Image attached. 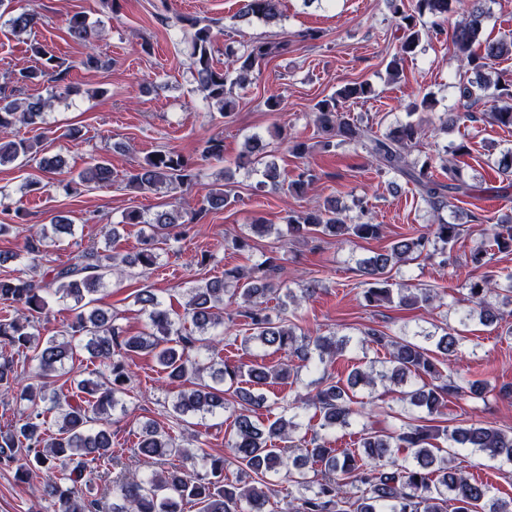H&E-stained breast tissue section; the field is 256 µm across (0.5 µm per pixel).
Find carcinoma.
<instances>
[{
  "instance_id": "obj_1",
  "label": "carcinoma",
  "mask_w": 512,
  "mask_h": 512,
  "mask_svg": "<svg viewBox=\"0 0 512 512\" xmlns=\"http://www.w3.org/2000/svg\"><path fill=\"white\" fill-rule=\"evenodd\" d=\"M12 0H0V17L9 14L8 24L16 35H22L37 23V16L12 13ZM459 0H389V9L400 31L396 52L387 63V74L395 80L402 74L403 63L414 56L423 40L445 37L450 40L466 80L458 83L457 92L463 105L491 94L494 105L487 113L491 123L512 128V73L497 71L496 63L512 55V40H481L487 18L485 0H470L469 20L447 29L444 23L453 4ZM281 0H243L239 18L255 17L274 21L281 15ZM193 29L192 68L201 89L220 116L231 113L234 87H243L254 73L271 59L288 51L286 41H256L241 49L228 45L224 56L229 65L217 68L213 63L214 32L208 25L189 16L180 18ZM69 36L86 45L99 38L97 29L81 15L68 20ZM40 63L35 69H22L4 78L0 84V166L38 160L43 171L52 173L61 166L55 157L37 158L34 144L25 139H4L15 126L42 123L52 105L50 98H19L22 89L39 77L65 79L68 68L52 51L36 48ZM375 89L367 81L347 84L336 93L317 101L313 106L318 140L311 145L304 140L289 141L292 155L303 158L317 146L331 152L343 144H351L367 154L376 171L401 177L411 183L419 198L433 211L454 206V200L480 190L466 179L461 158L469 154L467 143L460 142L435 158L427 155L421 165L409 163L407 151L417 146L424 136L422 121L397 124L382 136L368 134L344 111L350 100L370 99ZM239 168H248L260 175L263 183L274 190L286 189L299 196L318 180L310 168H304L291 182L282 180L275 161L268 159L267 144L259 136L248 138L236 160ZM113 172L104 157H92L87 166L71 177L65 185L85 187L112 180ZM196 179L194 169L185 158L172 150L147 154L143 161L125 175L126 186L142 193L162 187L177 189ZM237 202L229 183L215 185L191 211L189 222L197 223L213 210L224 209ZM367 201L352 198V206H340L333 198L311 211H294L288 215L286 234L291 239L319 234L336 239H379L384 225L367 218ZM181 215L162 210L149 219L135 210L125 213L124 223H148L152 233L132 257L116 251L110 254L86 252L75 262L51 270L50 280L26 278L21 275L0 280V388L12 392L25 402L13 428L0 431V464L15 467L22 480L33 469L45 473V493L53 499L55 512H179L180 503L188 500L197 512H268L272 478L288 472L287 512H512V499L485 509L489 499L488 485L472 480L451 464L453 448H473L492 460L512 464V431H504L487 423L476 422L453 429H440L422 423L425 417L443 414L447 398L464 392L452 378L439 384L415 385L417 378L440 375L436 354L452 362L461 353L463 337L457 329L446 326L441 333H417L413 336H391L371 329L359 338L357 346L383 348L389 355L388 365L375 369L374 364L349 374L352 386L379 384L412 387L402 391L403 400L416 408L418 416L410 418L399 430L380 433L362 429L361 449L340 451L313 440L311 447L294 445L292 433L299 428L298 409L312 407L320 414V428L332 431L345 428L363 415L364 407L356 408L348 397L342 380L324 376L318 381L316 393L296 403L279 406V415L268 425H258L251 416L252 408L266 402L265 388L286 380L298 371L287 363L277 369L250 367L221 362V367L205 366L190 355L198 346L220 357L224 332V308L239 298L244 306L237 315L245 318L250 335L245 343L257 348L283 351L307 367L320 364L346 350L348 339L331 336H310L288 319L272 318L267 313L269 297L277 294L280 285L275 274L282 258L270 256L254 269L227 268L224 277L214 278L190 289L183 308L198 335L182 333L173 310L164 305L150 288H142L135 302L147 315V331L128 336L108 312L94 307V295L105 286L107 277L123 275L135 267L151 269L158 255L155 244L167 238V231L179 223ZM463 231V225L444 219L424 231L409 234L360 262L365 277L364 298L369 304L393 302L407 309L425 306L434 296L430 288H401L393 293L388 288L387 271L407 264L421 256L433 259L442 256L448 262L450 250ZM492 245L497 250L512 251V216L499 218L488 228ZM53 242L47 228L41 227L26 238L27 254L37 256L42 247ZM467 306L457 310L461 325L475 317L485 325H496L504 316H512L488 306L487 297L504 293L503 305H512V272L484 275L466 280ZM72 300L75 316L60 339L51 336L45 341L36 338L34 318L49 306V299ZM87 338L84 348L90 359L103 370L98 380L85 379L74 388L63 391L51 387L50 378L73 358L70 338ZM153 355L166 377L182 381L190 388L179 393L171 409L165 411L164 422L152 421L141 428L135 454L145 463L170 464L162 471L140 473L123 471L105 485L101 496L92 495L85 480L91 468L111 474L118 457L112 452L110 416L125 410L123 396L129 393L132 373L126 364L131 353ZM25 355L35 363V372L23 382L14 370V355ZM246 386H241V383ZM229 391L238 405L227 442L230 455L213 457L201 445L188 448L178 441L173 428L187 416H215L226 410L224 392ZM54 414L57 432L42 429L41 418ZM405 450L409 456L401 459ZM177 463H169L172 458ZM207 467L203 474L197 465ZM311 465L319 478L308 477ZM237 466L249 478L243 485L224 482V467Z\"/></svg>"
}]
</instances>
